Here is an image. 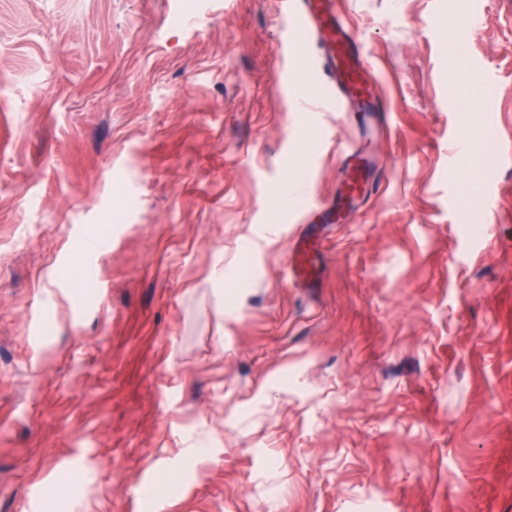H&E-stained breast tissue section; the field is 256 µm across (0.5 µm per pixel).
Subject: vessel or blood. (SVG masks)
Masks as SVG:
<instances>
[{
	"mask_svg": "<svg viewBox=\"0 0 512 512\" xmlns=\"http://www.w3.org/2000/svg\"><path fill=\"white\" fill-rule=\"evenodd\" d=\"M284 7L305 43L317 51L316 56L305 57L304 62L311 73L325 80L321 98L326 107L347 117L356 111L367 115L381 111L377 81L359 37L338 7V0H286ZM339 153L340 204L367 199L375 190L370 181V155L354 142L341 144ZM333 215V209L324 208L320 201H309L299 218L307 229L294 243L289 265L292 279L306 283L316 278L312 256L313 242L318 236L315 222Z\"/></svg>",
	"mask_w": 512,
	"mask_h": 512,
	"instance_id": "1",
	"label": "vessel or blood"
}]
</instances>
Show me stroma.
<instances>
[{
    "mask_svg": "<svg viewBox=\"0 0 512 512\" xmlns=\"http://www.w3.org/2000/svg\"><path fill=\"white\" fill-rule=\"evenodd\" d=\"M340 6L392 125L303 288L358 132L280 0H0V512H512V0ZM318 236L319 232L315 226H307L305 233L294 242L292 260L289 264L291 279L306 283L318 276L312 256L313 242Z\"/></svg>",
    "mask_w": 512,
    "mask_h": 512,
    "instance_id": "obj_1",
    "label": "stroma"
}]
</instances>
